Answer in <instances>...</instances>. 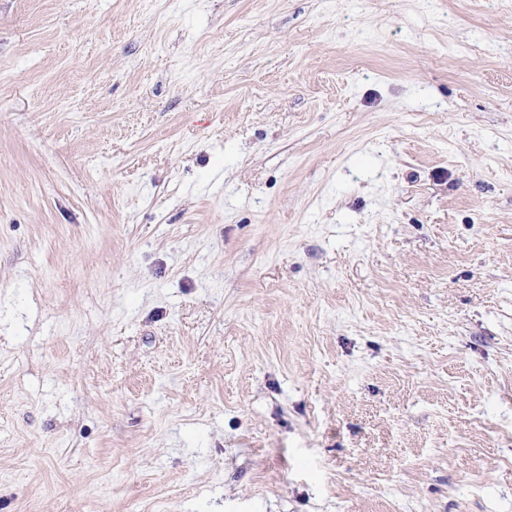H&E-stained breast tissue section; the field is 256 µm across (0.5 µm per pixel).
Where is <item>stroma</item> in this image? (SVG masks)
Returning a JSON list of instances; mask_svg holds the SVG:
<instances>
[{
	"label": "stroma",
	"instance_id": "stroma-1",
	"mask_svg": "<svg viewBox=\"0 0 512 512\" xmlns=\"http://www.w3.org/2000/svg\"><path fill=\"white\" fill-rule=\"evenodd\" d=\"M0 512H512V0H0Z\"/></svg>",
	"mask_w": 512,
	"mask_h": 512
}]
</instances>
